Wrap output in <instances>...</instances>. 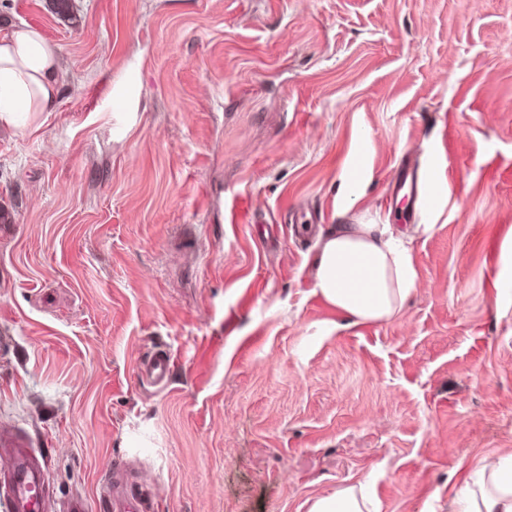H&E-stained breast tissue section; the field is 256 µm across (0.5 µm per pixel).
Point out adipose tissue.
Masks as SVG:
<instances>
[{
  "mask_svg": "<svg viewBox=\"0 0 512 512\" xmlns=\"http://www.w3.org/2000/svg\"><path fill=\"white\" fill-rule=\"evenodd\" d=\"M64 78L59 48L42 31L23 25L0 35V121L20 112H55ZM313 291L348 325L397 316L417 287L404 239L388 224H338L313 258ZM452 512H512V453L482 459L456 490ZM309 512H372L364 486L351 485L316 499Z\"/></svg>",
  "mask_w": 512,
  "mask_h": 512,
  "instance_id": "adipose-tissue-1",
  "label": "adipose tissue"
}]
</instances>
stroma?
Wrapping results in <instances>:
<instances>
[{
    "label": "stroma",
    "instance_id": "1",
    "mask_svg": "<svg viewBox=\"0 0 512 512\" xmlns=\"http://www.w3.org/2000/svg\"><path fill=\"white\" fill-rule=\"evenodd\" d=\"M0 0L60 49L0 124V429L48 512L126 463L158 512H448L512 452V0ZM439 167L432 206L400 167ZM362 193L348 200V187ZM392 225L419 286L345 325L333 224ZM163 348L170 383H139ZM370 501L363 484L351 485L337 490L334 494L316 499L308 512H372Z\"/></svg>",
    "mask_w": 512,
    "mask_h": 512
}]
</instances>
